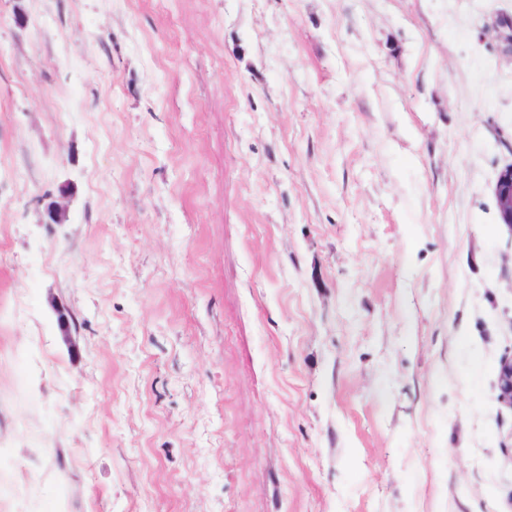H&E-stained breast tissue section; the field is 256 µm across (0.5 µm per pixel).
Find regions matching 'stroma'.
<instances>
[{"label":"stroma","mask_w":512,"mask_h":512,"mask_svg":"<svg viewBox=\"0 0 512 512\" xmlns=\"http://www.w3.org/2000/svg\"><path fill=\"white\" fill-rule=\"evenodd\" d=\"M512 0H0V512H512ZM494 196L501 223L512 228V163L499 171ZM496 377L499 402L512 408V355L500 359Z\"/></svg>","instance_id":"35a3bbf8"}]
</instances>
